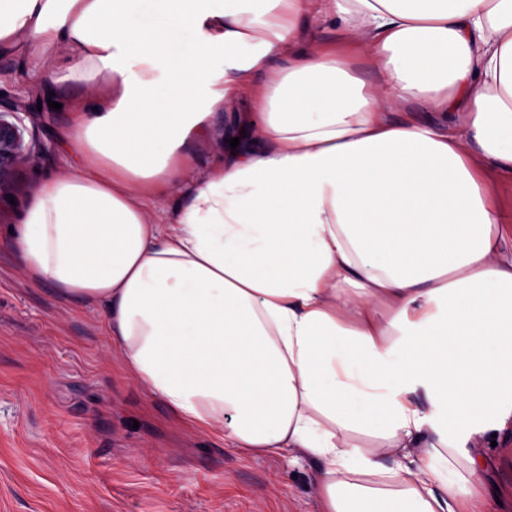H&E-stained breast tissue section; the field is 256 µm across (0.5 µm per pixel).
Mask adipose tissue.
<instances>
[{
  "mask_svg": "<svg viewBox=\"0 0 512 512\" xmlns=\"http://www.w3.org/2000/svg\"><path fill=\"white\" fill-rule=\"evenodd\" d=\"M328 21L338 42H301ZM61 49L96 108L18 211L28 278L102 304L178 423L312 462L319 512H477L512 423V225L486 186L512 177V0H0V55ZM224 138V122L216 120L214 126L209 129L205 139L201 140L195 147L194 153L196 164L191 169L188 177H195L201 171L207 169L218 161L219 154L213 149V144L218 143Z\"/></svg>",
  "mask_w": 512,
  "mask_h": 512,
  "instance_id": "obj_1",
  "label": "adipose tissue"
}]
</instances>
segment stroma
Returning a JSON list of instances; mask_svg holds the SVG:
<instances>
[{
    "instance_id": "obj_1",
    "label": "stroma",
    "mask_w": 512,
    "mask_h": 512,
    "mask_svg": "<svg viewBox=\"0 0 512 512\" xmlns=\"http://www.w3.org/2000/svg\"><path fill=\"white\" fill-rule=\"evenodd\" d=\"M62 65L0 57V99L21 109L30 150L0 199V512H318L308 462L245 456L177 423L125 370L99 306L25 274L9 242L15 204L73 161L78 84L58 86L57 110L37 107ZM498 445L485 487L512 512L511 430Z\"/></svg>"
}]
</instances>
